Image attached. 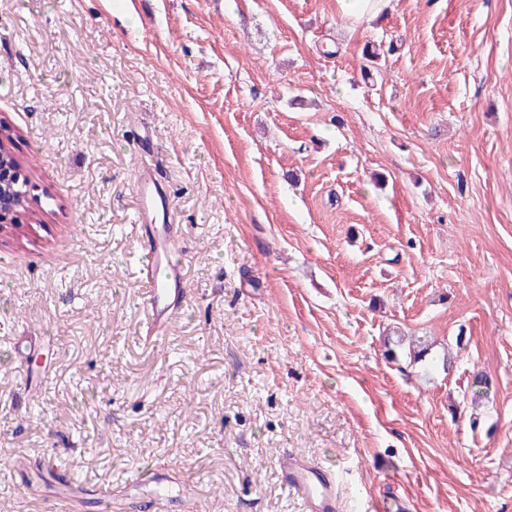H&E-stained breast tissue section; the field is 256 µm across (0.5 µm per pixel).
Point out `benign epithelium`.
<instances>
[{"instance_id":"7a95c632","label":"benign epithelium","mask_w":512,"mask_h":512,"mask_svg":"<svg viewBox=\"0 0 512 512\" xmlns=\"http://www.w3.org/2000/svg\"><path fill=\"white\" fill-rule=\"evenodd\" d=\"M0 129V236L15 235L21 228L23 212L18 198L29 195V178L10 149L12 138Z\"/></svg>"}]
</instances>
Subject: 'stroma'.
Wrapping results in <instances>:
<instances>
[{
	"mask_svg": "<svg viewBox=\"0 0 512 512\" xmlns=\"http://www.w3.org/2000/svg\"><path fill=\"white\" fill-rule=\"evenodd\" d=\"M0 124L40 217L0 242V512H306L288 454L336 512H512V0H0ZM390 0H337L343 17L352 24L370 21L379 15ZM136 182L139 219L148 225V248L143 261L149 272L147 304L153 326L161 330L186 285L181 261L175 255L170 194L146 171L138 174ZM280 468L288 484L303 495L311 512L336 511V481L328 470L292 455L280 460Z\"/></svg>",
	"mask_w": 512,
	"mask_h": 512,
	"instance_id": "1",
	"label": "stroma"
}]
</instances>
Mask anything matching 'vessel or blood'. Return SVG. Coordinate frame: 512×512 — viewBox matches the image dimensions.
Instances as JSON below:
<instances>
[{
	"mask_svg": "<svg viewBox=\"0 0 512 512\" xmlns=\"http://www.w3.org/2000/svg\"><path fill=\"white\" fill-rule=\"evenodd\" d=\"M136 193L139 218L147 226V304L153 326L160 329L167 324L174 302L185 288L174 249L170 194L145 171L137 177ZM280 468L288 484L303 495L310 512H336V481L328 470L292 455L281 459Z\"/></svg>",
	"mask_w": 512,
	"mask_h": 512,
	"instance_id": "vessel-or-blood-1",
	"label": "vessel or blood"
}]
</instances>
